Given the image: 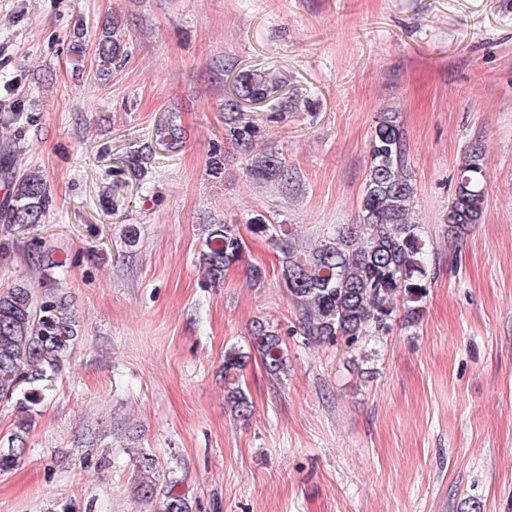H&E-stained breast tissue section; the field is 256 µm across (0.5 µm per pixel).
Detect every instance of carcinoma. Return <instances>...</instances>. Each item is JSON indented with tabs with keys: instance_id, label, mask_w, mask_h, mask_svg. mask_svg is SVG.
Wrapping results in <instances>:
<instances>
[{
	"instance_id": "1",
	"label": "carcinoma",
	"mask_w": 512,
	"mask_h": 512,
	"mask_svg": "<svg viewBox=\"0 0 512 512\" xmlns=\"http://www.w3.org/2000/svg\"><path fill=\"white\" fill-rule=\"evenodd\" d=\"M84 28L76 27L69 46L70 62L83 70L87 54ZM122 41L113 34L112 22L101 26L95 47L96 69L106 76L121 63ZM235 98L225 103L239 109L237 99L261 101L270 93L269 80L258 73L240 75L233 86ZM484 151L475 142L458 169L455 192L446 216L450 236H461L467 225L480 218L484 188ZM250 172L263 179L288 183V167L278 153L263 151L251 159ZM415 186L403 132L396 114L387 113L372 130L369 163L359 200V221L336 228L309 252L292 241L285 224H255L251 231L270 237L280 252L283 286L300 312L303 334L319 343L336 345L345 353L359 352L372 337L390 334L393 324L415 326L422 318L424 301L434 281L429 247L422 226L411 221ZM50 205L46 181L29 171L11 178L0 204V221L26 226L40 224ZM202 263L214 282L242 261L244 241L236 224H206ZM43 277L34 287L19 281L0 292V402L17 409L16 428L8 446L0 448V473L15 466L24 452L25 437L35 423L36 406L47 397L36 383L62 369L79 339L78 317L66 298L57 293L55 270L59 262L52 251L35 244ZM251 342L269 370L286 367L287 354L277 331L256 322ZM246 366L244 353L231 348L224 353V383ZM229 399L238 417L252 414V402L238 389ZM156 482L144 470L137 494L146 500L162 499V512H189L185 497Z\"/></svg>"
}]
</instances>
